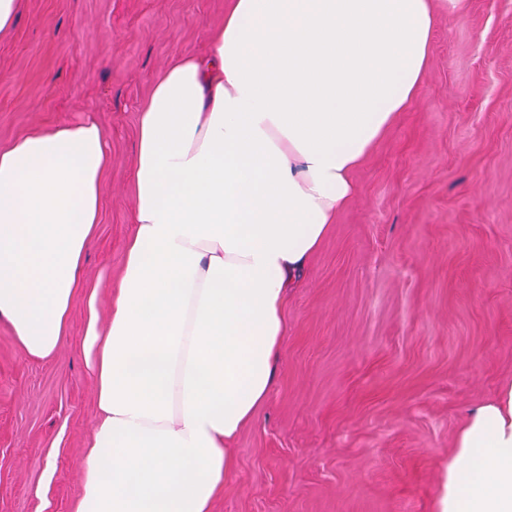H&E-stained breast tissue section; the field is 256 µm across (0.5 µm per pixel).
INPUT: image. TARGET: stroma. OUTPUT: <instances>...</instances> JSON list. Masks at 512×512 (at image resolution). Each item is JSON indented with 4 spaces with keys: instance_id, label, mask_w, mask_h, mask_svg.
Returning a JSON list of instances; mask_svg holds the SVG:
<instances>
[{
    "instance_id": "1",
    "label": "stroma",
    "mask_w": 512,
    "mask_h": 512,
    "mask_svg": "<svg viewBox=\"0 0 512 512\" xmlns=\"http://www.w3.org/2000/svg\"><path fill=\"white\" fill-rule=\"evenodd\" d=\"M0 146L95 117L112 162L84 263L124 265L138 107L230 0H18ZM426 76L288 297L274 388L212 512H437L455 435L512 381V0H434ZM81 299L49 358L0 319V512H74L95 413Z\"/></svg>"
}]
</instances>
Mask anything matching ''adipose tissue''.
<instances>
[{"label": "adipose tissue", "instance_id": "adipose-tissue-1", "mask_svg": "<svg viewBox=\"0 0 512 512\" xmlns=\"http://www.w3.org/2000/svg\"><path fill=\"white\" fill-rule=\"evenodd\" d=\"M430 0H232L139 108L136 205L108 318L82 278L111 162L93 119L0 149V318L64 343L74 298L97 417L74 512H211L276 379L288 295L353 170L426 74ZM439 512H512V384L470 411Z\"/></svg>", "mask_w": 512, "mask_h": 512}]
</instances>
